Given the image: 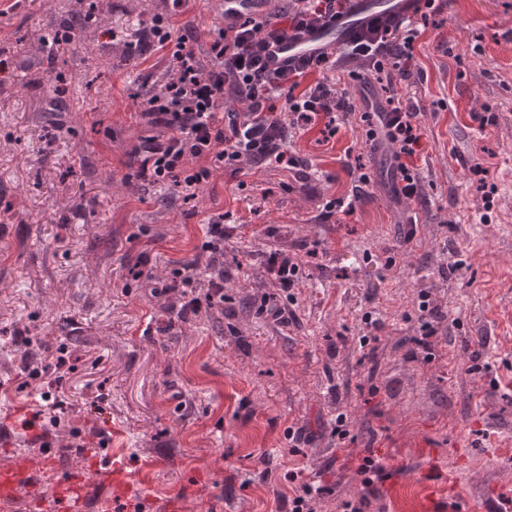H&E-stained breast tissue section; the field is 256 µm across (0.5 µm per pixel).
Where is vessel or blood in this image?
Wrapping results in <instances>:
<instances>
[{
    "instance_id": "obj_1",
    "label": "vessel or blood",
    "mask_w": 512,
    "mask_h": 512,
    "mask_svg": "<svg viewBox=\"0 0 512 512\" xmlns=\"http://www.w3.org/2000/svg\"><path fill=\"white\" fill-rule=\"evenodd\" d=\"M414 8L415 0H353L352 9L347 15L315 32L288 41L278 48L277 53L280 60L293 61L324 50L338 51L368 21L391 16L409 17L413 15ZM43 472L52 476L50 486L60 512H79L87 494L86 489L72 485L69 476L55 463H48ZM38 475L24 463L0 470V497H12L21 487L34 483ZM97 486L109 498L125 499L136 490L150 492L152 483L148 470H132L125 462L113 460L101 469ZM385 492L391 500L403 502L408 512H444L448 502L447 487L433 464L418 476L403 481L388 480Z\"/></svg>"
}]
</instances>
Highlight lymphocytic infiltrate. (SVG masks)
<instances>
[{
	"label": "lymphocytic infiltrate",
	"mask_w": 512,
	"mask_h": 512,
	"mask_svg": "<svg viewBox=\"0 0 512 512\" xmlns=\"http://www.w3.org/2000/svg\"><path fill=\"white\" fill-rule=\"evenodd\" d=\"M436 0H416L412 17L376 20L355 34L344 48L347 55L368 62L370 71L359 81L369 85L382 79L392 94L386 105L368 106L359 113L367 122L365 142L377 149L393 147L396 194L417 195L418 167L414 156L423 137L418 98L396 96L395 88L409 81L416 67L414 44L422 27L436 13ZM189 0H168L166 12L141 23L125 44L134 58L157 53L164 72L145 94L142 113L164 132L143 140L136 148L135 176L152 184H172L185 199H193L212 174L239 169L254 162L286 169L302 161L287 146V131L317 130L330 138L343 116L355 113L349 98L321 76L336 64L323 52L296 63L275 61L277 46L314 31L350 10L351 0H288L280 15L225 16L210 32V64L201 63L189 45L192 28L185 22ZM246 101L245 112L224 109L225 97ZM202 251L213 258L208 265L209 288L196 296L189 266L172 270L171 287H183L184 311L224 304V218L206 221Z\"/></svg>",
	"instance_id": "obj_1"
}]
</instances>
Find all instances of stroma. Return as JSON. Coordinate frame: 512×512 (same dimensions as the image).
<instances>
[{"label": "stroma", "mask_w": 512, "mask_h": 512, "mask_svg": "<svg viewBox=\"0 0 512 512\" xmlns=\"http://www.w3.org/2000/svg\"><path fill=\"white\" fill-rule=\"evenodd\" d=\"M88 2L0 14V469L54 458L88 486L82 512H102L95 466L111 456L151 471L132 512H286L292 472L334 487L317 512L362 495L394 512L356 475L372 454L407 472L437 461L458 495L512 512V0H441L415 45L419 196L394 194L391 151H369L354 114L330 140L289 138L307 187L245 166L187 203L131 168L151 130L132 96L163 69L123 42L166 2L102 0L86 38L49 56ZM187 18L207 59L222 0H192ZM217 213L235 227L226 302L185 314L163 286L174 262L207 266ZM274 249L299 260L285 325L258 312L286 296ZM142 255L152 280L130 273ZM423 300L445 316L428 354Z\"/></svg>", "instance_id": "obj_1"}]
</instances>
